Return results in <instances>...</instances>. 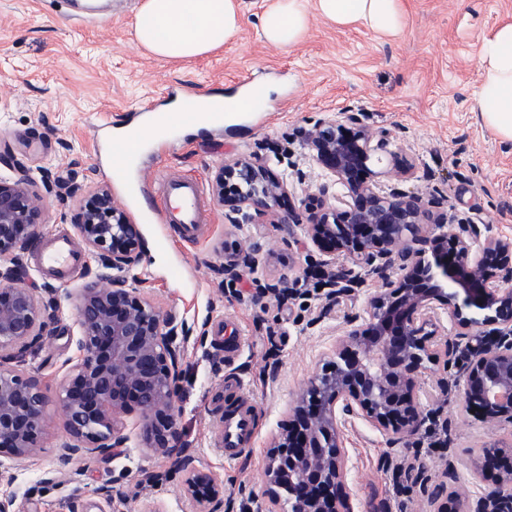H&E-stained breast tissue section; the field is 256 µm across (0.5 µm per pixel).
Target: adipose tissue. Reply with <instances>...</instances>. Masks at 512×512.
<instances>
[{
	"label": "adipose tissue",
	"instance_id": "1",
	"mask_svg": "<svg viewBox=\"0 0 512 512\" xmlns=\"http://www.w3.org/2000/svg\"><path fill=\"white\" fill-rule=\"evenodd\" d=\"M276 0L262 15L266 40L291 47L305 34L311 13L339 25L361 24L382 36L402 29L400 0ZM239 0H144L134 25L140 44L161 57H198L232 39L240 29ZM480 63L483 81L475 96L483 125L512 141V23L486 39Z\"/></svg>",
	"mask_w": 512,
	"mask_h": 512
}]
</instances>
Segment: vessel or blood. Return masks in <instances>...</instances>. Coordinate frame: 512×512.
Returning a JSON list of instances; mask_svg holds the SVG:
<instances>
[{
	"instance_id": "vessel-or-blood-1",
	"label": "vessel or blood",
	"mask_w": 512,
	"mask_h": 512,
	"mask_svg": "<svg viewBox=\"0 0 512 512\" xmlns=\"http://www.w3.org/2000/svg\"><path fill=\"white\" fill-rule=\"evenodd\" d=\"M138 143L134 134L113 141L111 168L113 173H125ZM154 217L159 223L181 225L187 239H194L212 217L204 204V188L198 180L181 177L168 179L158 202L148 212L139 213V220ZM45 267L61 274L73 272L79 260L67 241H58L40 255ZM215 406L224 410L218 445L225 461H237L246 451L255 433L254 405L243 382L236 377L226 378L223 389L214 394Z\"/></svg>"
}]
</instances>
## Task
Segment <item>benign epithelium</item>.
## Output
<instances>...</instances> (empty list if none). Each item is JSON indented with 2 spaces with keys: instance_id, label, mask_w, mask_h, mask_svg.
<instances>
[{
  "instance_id": "obj_1",
  "label": "benign epithelium",
  "mask_w": 512,
  "mask_h": 512,
  "mask_svg": "<svg viewBox=\"0 0 512 512\" xmlns=\"http://www.w3.org/2000/svg\"><path fill=\"white\" fill-rule=\"evenodd\" d=\"M304 146L345 195L330 192L332 183L325 182L300 205L290 203L280 212L276 206L288 194L287 178L257 155L221 164L213 184L232 223L265 220L288 236L300 227L312 245L328 249L321 268L329 299L361 282L358 268L381 282L368 320L337 337L333 359L306 384L292 409L291 428L266 469L275 487L272 503L287 504L288 512H353L344 491L341 427L359 418L391 443L421 430L425 417L415 378L424 361L439 358L438 311H448L461 334L485 337L463 369L466 410L490 423L512 421V239L487 238L475 251L479 226L448 219L444 198L379 187V175L399 182L414 166L406 155L393 153L386 171L371 169V158L387 148V140L354 116L316 124ZM0 164L12 172L0 178V448L18 459L41 448L47 398L38 378L22 366L51 332L60 288L35 282L26 258L47 228L42 191H54L81 199L71 221L91 265L75 296L81 359L59 392L67 435L46 482L76 456L108 457L122 447V417L134 405L147 447L175 458L188 472L187 492L198 512H220L224 500L215 479L196 469L176 428L183 344L193 336L204 342L206 328L160 311L141 296L146 282L128 277L141 261L142 232L109 186L86 173L63 179L48 167L34 176L9 155L0 154ZM450 223L457 229L448 230ZM264 251L259 241L249 244L224 264V274L256 267ZM494 271L501 282L491 280ZM288 282L283 273L267 281L263 292L280 297ZM509 455L511 443L486 445L478 471ZM420 482L430 503L440 504L437 512H466L447 482L432 488L428 480ZM473 512H512V469L487 487Z\"/></svg>"
}]
</instances>
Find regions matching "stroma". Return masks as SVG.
I'll return each mask as SVG.
<instances>
[{
	"label": "stroma",
	"mask_w": 512,
	"mask_h": 512,
	"mask_svg": "<svg viewBox=\"0 0 512 512\" xmlns=\"http://www.w3.org/2000/svg\"><path fill=\"white\" fill-rule=\"evenodd\" d=\"M80 0H0V152L27 167H55L60 175L93 169L122 207L148 205L159 196V178L191 177L210 183L232 158L259 154L290 176L293 201L315 192L319 171L302 145L305 132L324 119L359 117L385 134L390 155L413 160L410 192H437L456 218L482 225L483 236L512 238V149L486 129L474 109L482 80L479 54L496 27L512 23V0H401L403 26L382 37L362 25L341 26L312 16L300 42L278 48L261 33L270 0H241L238 33L224 46L194 58L157 56L139 45L134 23L143 0H106L85 10ZM253 85L267 87L260 107L220 128L184 130L151 142L132 170L131 184L112 175L110 146L117 131L140 128L145 117L176 100L231 96ZM304 172L305 183L295 182ZM207 231L187 240L176 227L143 225L142 259L135 270L147 281V298L162 312L190 323L230 319L241 333L233 360L224 340L188 344L177 396V427L197 468L210 472L224 491V512L269 507L264 474L275 442L286 433L290 408L314 372L331 359L334 342L350 322H363L379 287L375 277L336 302L318 289L323 258L303 233L283 238L272 224H234L215 197ZM48 230L41 244L68 239L85 246L71 222L75 201L48 195ZM258 239L271 252L241 278L219 267L239 247ZM289 272L293 299L259 298L266 281ZM437 324L450 345L447 358L427 363L416 391L428 421L414 439L388 442L367 422L345 424L346 491L354 512H431L414 473L429 480L451 471L449 484L469 502L486 486L476 470L480 450L512 440V422L490 424L466 414L460 375L477 336H462L454 320ZM80 329L73 301L60 300L56 333L26 358L49 398L42 447L17 460L0 455V498L13 512H194L186 474L171 459L146 448L139 413L124 417L128 440L106 458H80L54 483H45L57 444L66 435L58 403L60 387L80 360ZM244 381L256 406V432L248 453L225 463L216 447L220 412L211 403L227 376ZM110 497H103L102 489Z\"/></svg>",
	"instance_id": "obj_1"
}]
</instances>
